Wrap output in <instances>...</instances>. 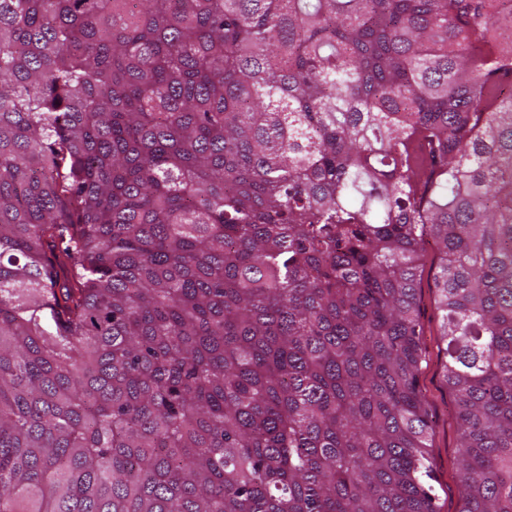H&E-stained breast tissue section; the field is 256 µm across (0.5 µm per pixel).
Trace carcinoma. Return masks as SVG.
Returning a JSON list of instances; mask_svg holds the SVG:
<instances>
[{"label":"carcinoma","mask_w":512,"mask_h":512,"mask_svg":"<svg viewBox=\"0 0 512 512\" xmlns=\"http://www.w3.org/2000/svg\"><path fill=\"white\" fill-rule=\"evenodd\" d=\"M512 512V0H0V512ZM421 273L420 321L423 327L421 337L425 360L421 363L419 385L431 414L433 435L430 442V461L438 493L437 505L440 512H459L462 500L457 481L459 451L458 424L454 403L442 382L441 361L443 345L438 336L439 316L436 310L433 288L435 272V251L427 245Z\"/></svg>","instance_id":"carcinoma-1"}]
</instances>
